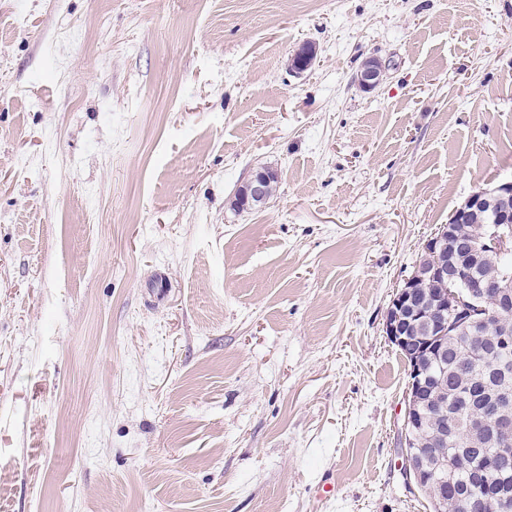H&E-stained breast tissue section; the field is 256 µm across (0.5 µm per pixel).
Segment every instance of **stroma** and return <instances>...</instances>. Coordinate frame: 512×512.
Segmentation results:
<instances>
[{
    "label": "stroma",
    "instance_id": "obj_1",
    "mask_svg": "<svg viewBox=\"0 0 512 512\" xmlns=\"http://www.w3.org/2000/svg\"><path fill=\"white\" fill-rule=\"evenodd\" d=\"M510 179L512 0H0V512H429L383 323ZM276 175L275 172L263 170L255 173L253 177L245 184L244 194L245 201L251 207L264 204L268 199V185L271 176Z\"/></svg>",
    "mask_w": 512,
    "mask_h": 512
}]
</instances>
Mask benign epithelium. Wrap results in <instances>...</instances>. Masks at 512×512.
Masks as SVG:
<instances>
[{
    "instance_id": "benign-epithelium-1",
    "label": "benign epithelium",
    "mask_w": 512,
    "mask_h": 512,
    "mask_svg": "<svg viewBox=\"0 0 512 512\" xmlns=\"http://www.w3.org/2000/svg\"><path fill=\"white\" fill-rule=\"evenodd\" d=\"M382 64L369 66L357 75L358 84L365 90L377 87L384 74ZM274 172L263 170L255 173L245 184V201L250 206H259L268 199V185ZM496 212V222L488 235V242L471 247L470 255L477 259L490 248L498 252L512 250L509 244L512 237L499 231L504 224H512V180L504 181L491 190H480L471 194L465 203L453 215L457 224H467L471 218L487 208ZM451 230L440 229L437 237L427 240L424 245V258L414 273L396 290L387 310L384 329L388 340L396 347L408 352L412 361L408 368V385L405 396V409L402 418L401 435L403 439L401 467L408 484L422 483L428 474L441 469L446 460L443 455L428 453L421 455L415 449L418 422L417 405L420 398L440 392L438 378L434 373V364L438 357L447 351V347L432 344L436 337L453 336L468 325L485 327L493 317L512 310V280L502 277L495 281L479 276H463L464 269L455 257L446 254L442 241ZM448 282L453 289L438 296L420 300L415 295L417 284L427 285ZM498 333L492 337L493 345L501 350L512 348V326L498 321ZM512 407V391L507 389L495 393L484 406L480 416L474 418L464 432L457 430L456 419L441 416L436 419V436L448 438V432L457 435L460 445L470 448L471 434L475 431L488 436L503 447L512 445V416L507 410ZM496 464L487 465L488 476L477 491L482 495L489 512L507 509L509 496L491 473Z\"/></svg>"
}]
</instances>
